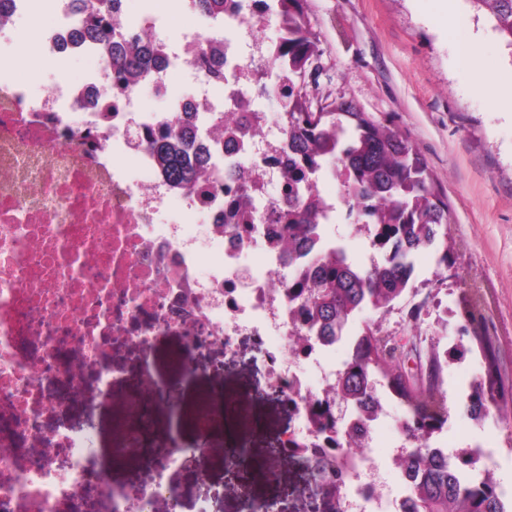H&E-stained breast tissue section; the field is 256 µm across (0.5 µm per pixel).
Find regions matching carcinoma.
<instances>
[{
    "label": "carcinoma",
    "mask_w": 512,
    "mask_h": 512,
    "mask_svg": "<svg viewBox=\"0 0 512 512\" xmlns=\"http://www.w3.org/2000/svg\"><path fill=\"white\" fill-rule=\"evenodd\" d=\"M120 0H74V12L82 16L76 37L99 42L104 62L115 70L121 88L139 83L143 69L160 60L158 47L148 36L130 37L112 24V12ZM257 23L265 24L282 14L288 17V39L282 54L288 57V83L271 81L257 86V95L281 99V119L288 135L286 210L279 233L288 247V263L310 258L314 272L290 286L297 302L300 336L337 340L349 331L358 312L371 307L384 315L407 290L413 279L414 255L432 250L441 268L439 282L455 267L448 249V225L453 211L417 147L387 121L360 111L345 100H324L313 108L307 91V75L319 49L307 15V0H265ZM471 7L492 23L512 46V0H469ZM235 112H216L208 121L209 134L224 131V122ZM186 130L163 126L146 131L144 141L156 155L165 178L190 191L211 193L207 183L215 158L200 148L193 153L181 148ZM336 158L349 164L350 173L340 182L343 195L351 198L360 227L366 229L371 248L380 260L359 264L338 244L318 251L322 225L317 223L318 203L302 196L311 188L322 163ZM470 297L453 310L460 336L478 333V289L469 286ZM381 323L361 331L354 354L334 386L336 398L362 402L374 398L382 381L405 407L404 432L409 448L399 464L414 479L410 512H508L489 473L478 474L474 456L463 450L449 456L431 446V440L448 421L442 391V374L450 357L436 344L422 353L432 382L416 384L405 377L403 361L386 348ZM512 409V383L501 381L497 393L486 391V382L475 380L463 410L480 417Z\"/></svg>",
    "instance_id": "obj_1"
}]
</instances>
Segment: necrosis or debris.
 Returning a JSON list of instances; mask_svg holds the SVG:
<instances>
[{
    "mask_svg": "<svg viewBox=\"0 0 512 512\" xmlns=\"http://www.w3.org/2000/svg\"><path fill=\"white\" fill-rule=\"evenodd\" d=\"M40 2L0 0V512H176L167 476L180 448L142 465V435L170 406L158 382L143 379L122 402L124 445L115 456L138 469L135 487L95 471L91 429H42L62 408V391L82 392L83 368L97 369L98 395L108 398L111 357L130 346L149 350L169 334L182 336L187 369L211 349L230 354L248 341L294 410L281 447L293 449L318 484L341 482L338 512H407L411 480L389 484L370 453L374 425L392 401L385 387L371 408L348 406L340 431L319 425L338 367L330 343L296 342L287 285L311 265L289 266L279 238L288 139L281 119H270L246 88L271 61L287 77L288 61L279 38L252 25L257 0H224L222 14L200 18L175 41L165 34L168 16L116 14L128 33L151 34L162 53L161 65L124 92L101 49L74 40L72 0H54L56 20L40 31L36 50L50 65L82 57L96 66L48 89L20 79L27 51L15 33ZM205 52L223 59V81L201 64ZM175 75L194 85L193 95L170 96ZM144 90L165 109L137 111ZM186 111L201 122L212 112L248 115L204 140L216 159L208 197L168 182L137 142L146 128ZM176 200L183 212L170 211ZM257 242L260 265L251 259ZM354 443L359 453L348 454Z\"/></svg>",
    "mask_w": 512,
    "mask_h": 512,
    "instance_id": "obj_1",
    "label": "necrosis or debris"
}]
</instances>
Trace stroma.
<instances>
[{
    "label": "stroma",
    "mask_w": 512,
    "mask_h": 512,
    "mask_svg": "<svg viewBox=\"0 0 512 512\" xmlns=\"http://www.w3.org/2000/svg\"><path fill=\"white\" fill-rule=\"evenodd\" d=\"M462 24V38L449 36L444 10L437 0H308L320 57L309 79V89L320 97L345 99L362 111L392 125L414 143L435 180L447 194L455 221L448 227L462 282L448 281L437 298L455 307L464 281L476 282L482 307L490 318L498 348L501 375L512 380V48L506 46L483 15L468 0H452ZM480 43L477 64L489 76L482 94L471 88L472 72L459 62L463 38ZM181 341L175 336L157 340L152 353L155 376L179 385L180 421L166 412L145 437L148 449L169 447L178 441L189 448L197 434L189 423L200 396L218 400L231 396L263 420L260 431L241 430L253 456L273 451L293 421V413L269 388L262 356L242 344L238 356L221 353L204 357V370L184 372L176 357ZM128 374L113 389L112 402L87 411L82 397L70 401L67 419L84 424L93 419L97 468L112 481L125 482L128 471L113 456L120 440L114 425L120 416L116 399L126 394L131 379L141 373L137 350L116 356ZM483 371L477 352L444 369L443 390L448 401V422L440 436L447 451L468 445L494 449L491 467L498 485L512 488V432L499 425L496 415L474 421L461 409L468 382ZM205 478L188 466L174 475L178 487L176 512H196L200 500H209L212 512H240L230 489L224 458H205ZM309 470L288 458L280 460L274 477L256 474L255 496L277 502L287 512H305L303 491L309 490Z\"/></svg>",
    "instance_id": "obj_1"
}]
</instances>
